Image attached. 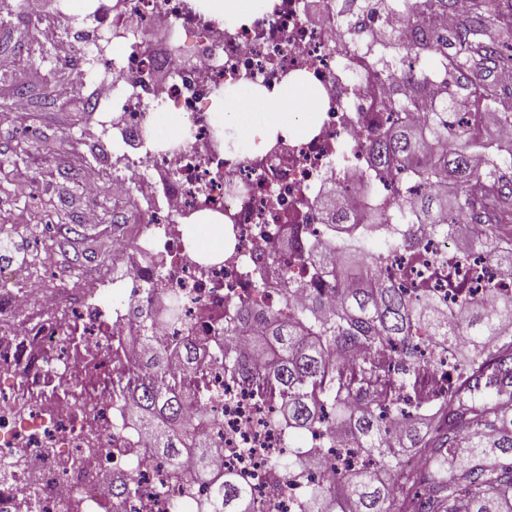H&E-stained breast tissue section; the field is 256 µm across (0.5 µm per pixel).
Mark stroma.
I'll list each match as a JSON object with an SVG mask.
<instances>
[{
  "label": "stroma",
  "mask_w": 512,
  "mask_h": 512,
  "mask_svg": "<svg viewBox=\"0 0 512 512\" xmlns=\"http://www.w3.org/2000/svg\"><path fill=\"white\" fill-rule=\"evenodd\" d=\"M6 4L0 10V269L11 268L17 254L29 280L60 288L111 275L113 237L144 215L133 202L113 198L110 179L95 195L84 190L88 169L122 164L111 131L89 106L101 71L94 63L77 71L55 56L66 23L50 15L32 21L23 0ZM20 84L29 90L24 110L15 93ZM60 85L73 87L70 99L54 96ZM90 208L98 223H83ZM50 226L74 228L67 248L46 245Z\"/></svg>",
  "instance_id": "35a3bbf8"
}]
</instances>
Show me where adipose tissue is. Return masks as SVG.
I'll list each match as a JSON object with an SVG mask.
<instances>
[{
  "instance_id": "obj_1",
  "label": "adipose tissue",
  "mask_w": 512,
  "mask_h": 512,
  "mask_svg": "<svg viewBox=\"0 0 512 512\" xmlns=\"http://www.w3.org/2000/svg\"><path fill=\"white\" fill-rule=\"evenodd\" d=\"M317 102L316 89L300 81L285 84L271 100L256 90L238 89L225 93L219 120L250 153L272 133H303L315 117Z\"/></svg>"
}]
</instances>
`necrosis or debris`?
Returning a JSON list of instances; mask_svg holds the SVG:
<instances>
[{
  "mask_svg": "<svg viewBox=\"0 0 512 512\" xmlns=\"http://www.w3.org/2000/svg\"><path fill=\"white\" fill-rule=\"evenodd\" d=\"M58 3L70 27L58 43L73 67L92 60L100 32L122 48L91 103L123 120L119 136L129 170L141 177L134 184L129 170L113 172L112 194L132 198L148 222L135 238L114 242L117 275L76 281L64 292L31 281L0 305V464L11 468L0 477V512H167L172 502L181 512H200L209 483L191 459L175 473L147 454L148 434L126 419L122 371L141 359L145 336L160 343L190 328L214 336L230 304H278L282 275H303L301 246L321 230L316 199L325 189H335L341 207L363 214L365 148L396 120L392 105L409 90L402 74L416 66L401 61L396 78L378 70L405 16L357 6L340 13L336 0H265L250 20L228 24L196 0ZM160 27L183 43L185 59L144 49L145 33ZM354 71L361 81L351 80ZM294 74L319 93L307 134L277 135L247 157L216 141L218 92L243 84L271 95ZM163 106L177 112L179 124L167 142L147 146L149 111ZM209 223L224 228L219 260L197 246ZM407 231L414 245L381 250L376 269L408 294L426 292L446 305L512 295L511 266L451 250L421 226L395 223L387 235ZM259 264L268 267L265 288L251 279ZM168 296L179 300L180 320L143 328L151 301ZM419 346L430 360L418 374L423 392L390 380L353 386L348 400L372 402L392 418L445 413L467 372L458 350L436 337L421 336ZM189 397L214 419L216 467L245 476L271 512H294L302 484L368 463L363 450L323 447L322 435L313 433L311 465L301 479L283 480L269 465L288 451L273 425L272 402L230 383L220 363L207 365L202 387ZM120 476L134 481L122 495Z\"/></svg>",
  "mask_w": 512,
  "mask_h": 512,
  "instance_id": "obj_1",
  "label": "necrosis or debris"
}]
</instances>
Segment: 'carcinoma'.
I'll list each match as a JSON object with an SVG mask.
<instances>
[{
    "label": "carcinoma",
    "mask_w": 512,
    "mask_h": 512,
    "mask_svg": "<svg viewBox=\"0 0 512 512\" xmlns=\"http://www.w3.org/2000/svg\"><path fill=\"white\" fill-rule=\"evenodd\" d=\"M389 6L408 17L419 13L448 12V0H390ZM512 3L506 11L490 14L477 25L458 31L454 47L455 68L466 70L475 57L491 60L498 47L483 40V27L499 23L512 35ZM398 52L435 62L409 77L408 97L396 104L404 118L395 121L367 150L374 174L404 169L410 181L427 191L409 198L396 218L398 224H427L445 240L449 230L472 208L467 187L476 177L486 179L512 198L502 164L495 160L480 166L481 154L470 131L455 126L453 99L448 95V32L419 31ZM425 96L434 103L421 124L405 114ZM327 236L304 244L309 275L303 280L284 278L283 301L299 295L283 315L277 307L242 302L224 310V338L213 344L214 361H224V374L253 387L276 406V423L287 438L304 437L320 429L334 448H362L377 459L374 470H351L338 480L324 479L305 487L297 512H512V390L480 401L466 392L454 399L448 417L420 435L412 416L397 439L388 420L369 403L353 405L346 391L380 374L372 361L358 367L341 365L338 356L360 347L393 353L415 375L423 364L417 358V338L425 332L450 344H463L464 359L473 375L493 369L500 382L512 384V296L487 305L464 299L444 307L429 295L407 294L383 279L369 256L381 224L390 223L380 199L360 224L336 209L334 193L321 200ZM465 249L490 263L511 264L512 250L496 241L475 236ZM254 326L246 336L248 351H236L232 333ZM199 341L181 336L159 351H145L143 361L128 369L136 378L128 387L130 422L146 431L153 455L171 470L179 467L189 449L196 456L200 478L209 477L211 444L205 429L209 420L202 408L191 409L182 386L165 379L168 361L177 360L196 370L201 365ZM423 448L426 467L420 472L401 470L406 447ZM312 450L296 446L271 460L281 475L296 479ZM205 512H268L254 498L238 473L224 470L213 483Z\"/></svg>",
    "instance_id": "1"
}]
</instances>
